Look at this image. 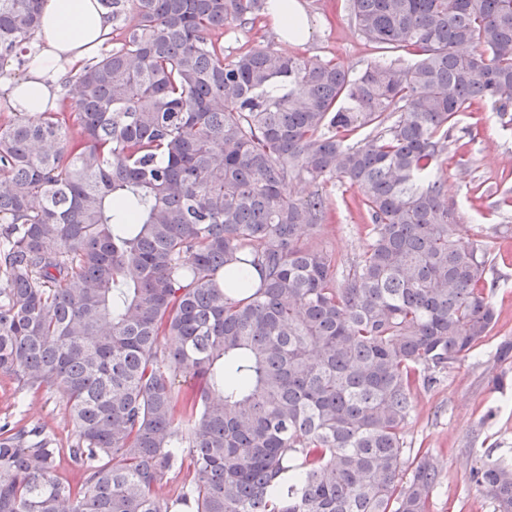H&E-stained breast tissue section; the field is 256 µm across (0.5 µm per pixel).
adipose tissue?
<instances>
[{"label":"adipose tissue","mask_w":512,"mask_h":512,"mask_svg":"<svg viewBox=\"0 0 512 512\" xmlns=\"http://www.w3.org/2000/svg\"><path fill=\"white\" fill-rule=\"evenodd\" d=\"M267 17L284 44L297 46L311 35L301 0H269ZM111 26L103 0H44L41 29L27 54L24 77L11 87V101L23 102L33 116L44 111L54 80L79 70L104 44Z\"/></svg>","instance_id":"adipose-tissue-1"}]
</instances>
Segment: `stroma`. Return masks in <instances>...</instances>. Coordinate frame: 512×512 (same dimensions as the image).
<instances>
[{"label": "stroma", "mask_w": 512, "mask_h": 512, "mask_svg": "<svg viewBox=\"0 0 512 512\" xmlns=\"http://www.w3.org/2000/svg\"><path fill=\"white\" fill-rule=\"evenodd\" d=\"M304 2L313 33L297 47V54L312 62L331 59L352 72L387 58L386 50L355 31L346 0ZM223 42L229 60L255 46H279L264 17L245 27L225 29ZM492 151L512 158V132L502 129L491 105L480 103L460 117L450 147L446 189L466 241L488 247L497 281L491 297L497 323L492 335L452 365L440 383L420 391L404 430L411 454H428L440 472L432 512H491L488 499L471 480V468L487 456L512 458V388L499 392L487 386L488 377L501 369L493 356L497 344L503 338L512 339V209L492 208L496 187L512 188V170L491 174L487 155ZM321 189L330 209L316 242L330 249L344 267L365 243L363 226L368 218L356 188L335 182ZM4 419L46 425L62 446L73 437L58 395L28 392L15 376L0 372V421Z\"/></svg>", "instance_id": "35a3bbf8"}]
</instances>
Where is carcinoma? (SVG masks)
<instances>
[{"label": "carcinoma", "mask_w": 512, "mask_h": 512, "mask_svg": "<svg viewBox=\"0 0 512 512\" xmlns=\"http://www.w3.org/2000/svg\"><path fill=\"white\" fill-rule=\"evenodd\" d=\"M41 2L0 0V75ZM105 2L122 37L64 77L80 99L0 119V371L60 396L83 476L58 479L46 426L4 423L0 512H431L439 474L404 429L496 325L443 165L471 105L512 129V0H348L362 37L415 56L358 73L225 59L214 35L267 0ZM301 180L361 193L341 272ZM471 476L512 512L511 462Z\"/></svg>", "instance_id": "carcinoma-1"}]
</instances>
